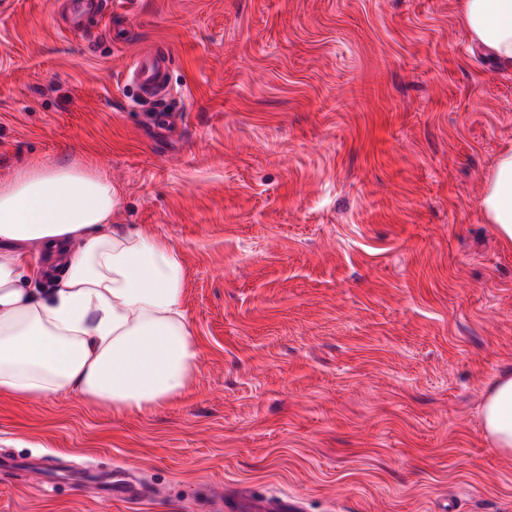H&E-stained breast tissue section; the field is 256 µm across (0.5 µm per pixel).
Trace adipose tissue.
I'll return each mask as SVG.
<instances>
[{
    "label": "adipose tissue",
    "instance_id": "ef3b65f1",
    "mask_svg": "<svg viewBox=\"0 0 512 512\" xmlns=\"http://www.w3.org/2000/svg\"><path fill=\"white\" fill-rule=\"evenodd\" d=\"M472 41L512 67V0H462ZM118 193L104 174L27 166L0 185V393L71 391L116 410H150L189 388L198 345L184 268L168 241L110 222ZM479 208L512 246V148L486 177ZM44 257L51 293L22 286L26 248ZM479 414L485 437L512 454V371L496 376Z\"/></svg>",
    "mask_w": 512,
    "mask_h": 512
}]
</instances>
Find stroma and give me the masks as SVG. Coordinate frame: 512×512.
Here are the masks:
<instances>
[{
    "instance_id": "stroma-1",
    "label": "stroma",
    "mask_w": 512,
    "mask_h": 512,
    "mask_svg": "<svg viewBox=\"0 0 512 512\" xmlns=\"http://www.w3.org/2000/svg\"><path fill=\"white\" fill-rule=\"evenodd\" d=\"M149 45L177 123L124 79ZM508 147L512 70L460 0H135L88 35L5 0L0 184L104 173L113 223L178 248L200 348L153 410L0 393V512H512L479 416L512 370V247L479 209ZM111 470L152 496H104ZM245 507L256 510L253 512H300L302 510L297 501L288 497L268 499L260 507L253 506L251 502L240 496L224 498V509L227 512H243L238 510Z\"/></svg>"
}]
</instances>
